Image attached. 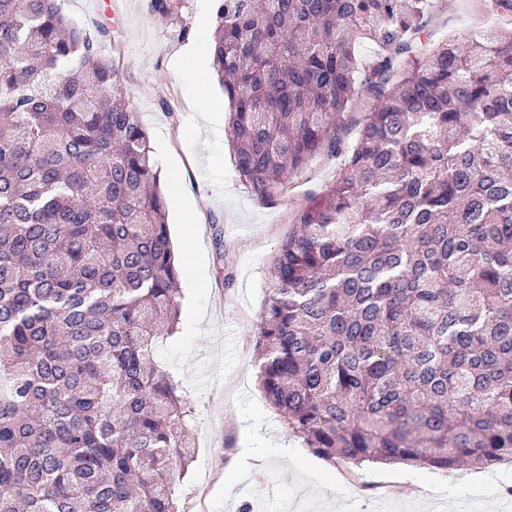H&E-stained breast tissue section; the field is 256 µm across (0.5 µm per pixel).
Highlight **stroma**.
<instances>
[{"label":"stroma","instance_id":"stroma-1","mask_svg":"<svg viewBox=\"0 0 512 512\" xmlns=\"http://www.w3.org/2000/svg\"><path fill=\"white\" fill-rule=\"evenodd\" d=\"M177 21L151 15L146 0H63L64 12L90 32L107 29L102 54L120 71L150 136L175 250L193 243L181 266V316L159 343V364L173 369L193 414L196 453L176 486L181 512L204 499L207 512H512V464L453 472L407 464H336L291 454L294 434L258 383L256 328L270 262L292 231L294 213L314 207L341 165L320 154L272 203L252 196L236 173L228 140L212 134L210 110L224 106L211 66L212 0H177ZM208 28H199L200 19ZM503 26L491 0H435L433 41ZM196 53L182 55L187 44ZM194 70L211 90L199 98Z\"/></svg>","mask_w":512,"mask_h":512}]
</instances>
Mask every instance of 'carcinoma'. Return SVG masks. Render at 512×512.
<instances>
[{
    "label": "carcinoma",
    "instance_id": "1",
    "mask_svg": "<svg viewBox=\"0 0 512 512\" xmlns=\"http://www.w3.org/2000/svg\"><path fill=\"white\" fill-rule=\"evenodd\" d=\"M430 2L214 0L239 179L273 201L343 158L256 329L266 400L329 461L512 460V28L434 44ZM107 35L0 0V512H179L192 409L155 358L179 270Z\"/></svg>",
    "mask_w": 512,
    "mask_h": 512
}]
</instances>
